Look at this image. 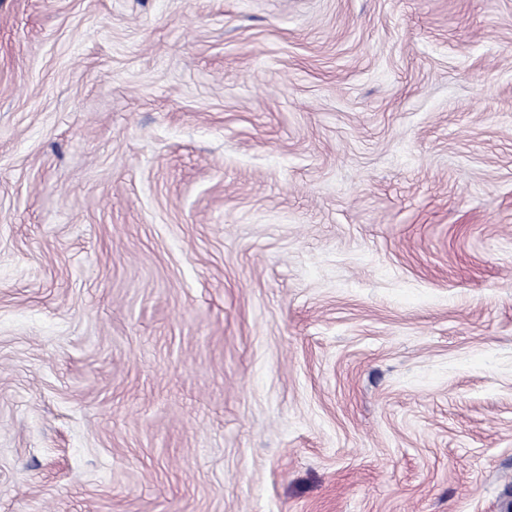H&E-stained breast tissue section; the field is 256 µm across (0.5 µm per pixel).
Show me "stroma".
<instances>
[{
  "label": "stroma",
  "instance_id": "obj_1",
  "mask_svg": "<svg viewBox=\"0 0 512 512\" xmlns=\"http://www.w3.org/2000/svg\"><path fill=\"white\" fill-rule=\"evenodd\" d=\"M0 512H512V0H0Z\"/></svg>",
  "mask_w": 512,
  "mask_h": 512
}]
</instances>
